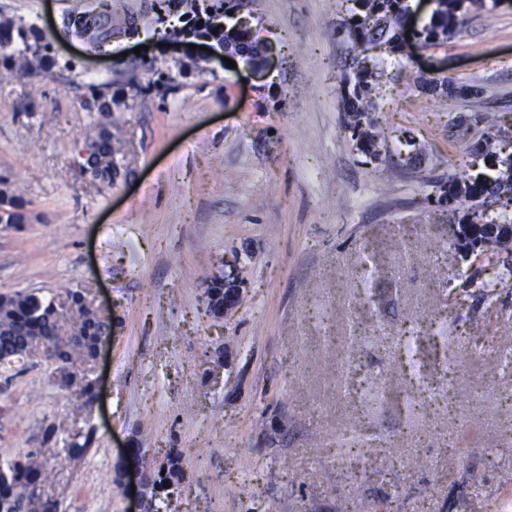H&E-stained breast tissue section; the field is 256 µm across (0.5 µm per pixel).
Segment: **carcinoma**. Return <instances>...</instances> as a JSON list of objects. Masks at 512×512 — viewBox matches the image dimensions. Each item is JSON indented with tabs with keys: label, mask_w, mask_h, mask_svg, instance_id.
Segmentation results:
<instances>
[{
	"label": "carcinoma",
	"mask_w": 512,
	"mask_h": 512,
	"mask_svg": "<svg viewBox=\"0 0 512 512\" xmlns=\"http://www.w3.org/2000/svg\"><path fill=\"white\" fill-rule=\"evenodd\" d=\"M354 6L342 20L340 27L351 44L350 62L345 64L339 87L343 111L351 120L345 129L351 131L358 149L371 161L379 158L375 128L378 119L375 111L373 90L381 73L368 65L363 53L371 46L383 45L392 54L402 55L406 49L405 24L409 14L406 0H353ZM429 22L415 30L416 39L422 46H435L448 36L459 32L464 25L465 14L477 0H435ZM183 16L192 24L189 32L203 31L216 45L231 48L247 65L262 62L263 51L252 39V34L232 26L224 27L222 21L229 13L242 7V0H214L212 13L201 14L200 0H176ZM204 24H199V21ZM35 28L16 26L11 21L0 22V48L5 49L15 39L23 41V48L12 54L0 56L5 71L26 63L24 52L29 50L26 40ZM471 201L458 223L471 225V232H479L480 224H511L503 213L495 216L488 207L501 203L512 206V183L499 178L453 179L440 188L434 201L448 204L461 197ZM0 224L23 223V204L6 191H0ZM104 318L86 307L77 291L70 289L50 298L18 291L11 296L0 297V364L6 365L22 359L38 346L47 359L69 372L72 382L89 403L93 398V385L80 368L88 360L87 351L103 336ZM77 441L63 443L65 457L78 458L86 454L93 440L90 432L76 433ZM49 459L41 449L31 448L16 458L0 463V512H59V504L49 496L41 495V488L48 478ZM183 476L181 457L170 454L157 470L149 472L146 490L155 500L156 512H164L169 506L170 493L166 485Z\"/></svg>",
	"instance_id": "carcinoma-1"
}]
</instances>
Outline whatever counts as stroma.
<instances>
[{
    "label": "stroma",
    "instance_id": "stroma-1",
    "mask_svg": "<svg viewBox=\"0 0 512 512\" xmlns=\"http://www.w3.org/2000/svg\"><path fill=\"white\" fill-rule=\"evenodd\" d=\"M98 7L0 0L52 47L0 83V179L26 214L0 224V295L81 288L112 315L92 410L45 357L0 371V462L44 448L61 512H137L115 480L133 442L180 454L174 512H512V265L463 255L431 200L512 153V0L386 59L372 163L338 93L345 0H251L258 73L202 64L162 0L71 28ZM93 127L115 172L83 169ZM234 270L240 305L213 318L206 278ZM76 430L95 439L70 461Z\"/></svg>",
    "mask_w": 512,
    "mask_h": 512
}]
</instances>
